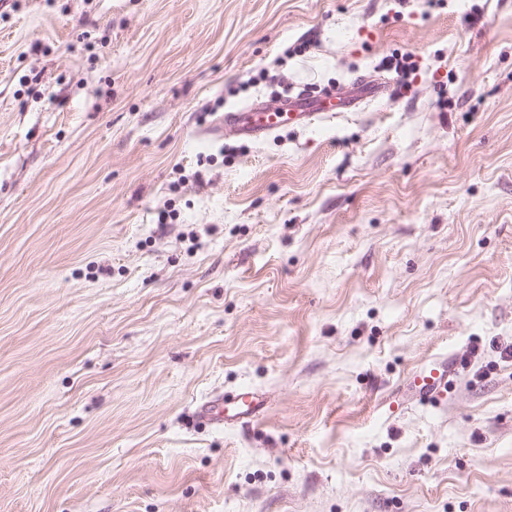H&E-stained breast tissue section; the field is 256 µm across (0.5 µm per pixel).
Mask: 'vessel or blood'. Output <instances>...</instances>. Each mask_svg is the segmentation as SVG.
<instances>
[{
	"mask_svg": "<svg viewBox=\"0 0 512 512\" xmlns=\"http://www.w3.org/2000/svg\"><path fill=\"white\" fill-rule=\"evenodd\" d=\"M344 102L337 94H327L311 102L305 99L289 101L284 108H249L224 115V132L227 135L260 139L288 125H310L319 119H331L344 111ZM448 365L436 359L414 372L407 383L409 398L420 404L439 401L448 389ZM262 402L249 387L240 388L234 395H216L201 403L196 412L199 422L213 427H223L225 422H240L257 416Z\"/></svg>",
	"mask_w": 512,
	"mask_h": 512,
	"instance_id": "vessel-or-blood-1",
	"label": "vessel or blood"
}]
</instances>
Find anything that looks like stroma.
Segmentation results:
<instances>
[{
    "label": "stroma",
    "instance_id": "35a3bbf8",
    "mask_svg": "<svg viewBox=\"0 0 512 512\" xmlns=\"http://www.w3.org/2000/svg\"><path fill=\"white\" fill-rule=\"evenodd\" d=\"M511 343L512 0H0V512H512ZM337 94L339 93L327 94L316 102L288 97L287 108L257 110L256 106H252L247 110L227 112L224 113V127H221V132L224 129L225 135L260 139L287 125H312L319 119L336 118L339 112H344L346 105L355 107L357 103L356 99H351L344 104ZM448 376V363L443 358L433 360L409 378V398L419 404L436 403L448 390ZM224 405L228 407L226 422H242L253 418L261 411L262 401L250 387L240 388L234 395L219 394L201 403L196 412L199 422L212 428L224 426Z\"/></svg>",
    "mask_w": 512,
    "mask_h": 512
}]
</instances>
